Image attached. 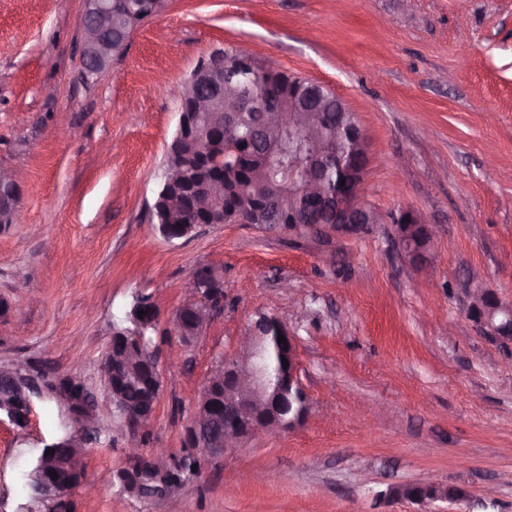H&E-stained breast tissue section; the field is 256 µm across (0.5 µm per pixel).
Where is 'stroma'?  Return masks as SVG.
<instances>
[{
  "instance_id": "1",
  "label": "stroma",
  "mask_w": 512,
  "mask_h": 512,
  "mask_svg": "<svg viewBox=\"0 0 512 512\" xmlns=\"http://www.w3.org/2000/svg\"><path fill=\"white\" fill-rule=\"evenodd\" d=\"M81 11L0 0V166L21 185L15 222L0 224V366L73 374L96 398L100 435L69 512H464L375 507L387 485L425 479L512 512V348L467 313L475 281L512 303V0H171L90 80ZM237 46L356 112L365 200L427 218V270L391 223L328 240L258 224L161 235L150 208L179 88ZM205 265L224 276V310L168 359L169 321ZM141 296L160 313L162 381L145 438L115 429L103 372L112 324ZM261 313L297 339L305 423L202 459L161 496L113 484L130 446L180 454L209 372ZM65 433L46 398L27 427L0 423V512H38L26 473Z\"/></svg>"
}]
</instances>
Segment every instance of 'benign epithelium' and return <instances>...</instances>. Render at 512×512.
Listing matches in <instances>:
<instances>
[{"label":"benign epithelium","mask_w":512,"mask_h":512,"mask_svg":"<svg viewBox=\"0 0 512 512\" xmlns=\"http://www.w3.org/2000/svg\"><path fill=\"white\" fill-rule=\"evenodd\" d=\"M168 6V0H146V3L132 4V0H82V45L84 75L100 73L112 59V44L128 42L131 32L112 35V14L134 13L156 16ZM247 66L233 70L224 69V54L216 53L197 66L182 85L180 99L191 101V109L181 108L173 141L195 144L199 154L210 152L208 142L196 137L197 116L201 112H216L218 108L211 98L196 96V88L211 84L225 92L227 107L224 108V127L231 129L242 121L253 127L274 132L286 127L299 133L308 145L307 159L303 164V179L297 192L309 206L328 209L336 214V225L324 229L326 237L358 236L365 232L369 216L374 223L391 222L396 225L397 242L400 251L416 267L425 268L431 260L434 242L431 225L420 214H411L400 209L388 215L371 210L363 199L362 189L370 163L369 142L362 125L336 123L331 130L323 113L303 108L290 99L286 103L276 102L264 96L242 93L239 77L249 81L264 75L257 69L258 59L245 49L238 50ZM338 172L337 181L344 182L335 189L326 185V173L330 169ZM13 188L11 197H0V222L13 223L19 201V185L11 172L0 169V185ZM280 206L279 192L273 188L258 202L242 212V223H262V211ZM168 215L158 213L161 234L168 240L188 236L193 224H184L178 229L167 223ZM423 227L429 239L418 244L412 232ZM469 316L486 330L489 338L507 341L512 336V306L501 301L491 288L468 289ZM224 308V288L221 276L208 270L205 276H193L191 297L178 309L172 321V329L180 341L187 345L201 334L214 314ZM285 340L278 341V335ZM286 358L288 368L276 373V384H271L268 375L267 352L269 343ZM148 363L152 377L148 383L151 402L123 413L118 427L131 434L148 430L155 414L161 382L159 360L147 352L140 354L130 351H115L104 362L103 370L107 388H112V379L135 370L140 364ZM54 390L45 392L40 383L29 373L28 366L14 364L0 369V422L7 420L16 424V413L23 410L24 420H29L32 396L51 395L64 412L72 432L64 439L72 448L64 469L78 473L82 469L85 453V436L97 428L94 400L83 383L71 375L51 379ZM302 396L305 407L310 400L300 381L297 363V341L286 324L275 315L261 314L254 322L247 336L243 337L235 356L219 362L211 372L202 389L197 408L185 428L186 447L208 456H219L242 442L261 435L292 430L303 424L309 411L297 410L294 416L285 419L283 414L292 409V399ZM225 414L224 433L208 437L207 428L220 414ZM379 496L409 502L448 501L440 483L428 480L419 484L405 482L391 485Z\"/></svg>","instance_id":"benign-epithelium-1"}]
</instances>
